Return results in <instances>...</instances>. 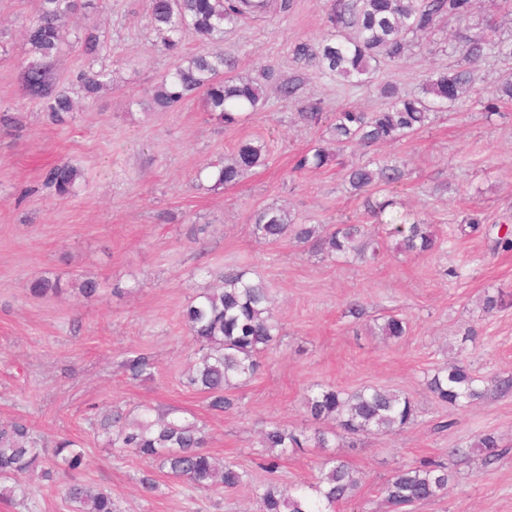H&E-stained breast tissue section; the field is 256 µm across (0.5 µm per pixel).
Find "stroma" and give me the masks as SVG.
Here are the masks:
<instances>
[{
  "label": "stroma",
  "instance_id": "35a3bbf8",
  "mask_svg": "<svg viewBox=\"0 0 512 512\" xmlns=\"http://www.w3.org/2000/svg\"><path fill=\"white\" fill-rule=\"evenodd\" d=\"M109 2L104 11L78 12L69 27L91 22L108 40L112 88L77 101L73 118L54 125L18 79L23 31L38 0H0V112L18 120L0 127V420L23 417L37 437L80 441L78 480L110 492L116 512H255L256 488L315 482L329 453L364 478L342 512H387L381 488L394 468L447 458L452 448L461 454L447 496L413 512H512V390L496 386L512 379V251L490 256L484 238L457 230L470 215L512 225V102L494 114L479 103L451 107L410 138L345 153L348 162L404 164L405 178L373 196L395 201L383 221L431 224L442 241L434 254L398 252L392 238L372 263L334 261L290 239L271 246L253 233L254 213L267 205L306 224L370 221L338 166L294 171L295 157L317 143L321 128L298 122L294 105L275 94L264 111L231 127L208 119L197 99L154 110L148 92L178 55L157 50L147 0ZM325 3L296 0L288 15L240 23L218 49L238 58L239 75L270 64L289 76V46L323 36ZM461 59L439 33L362 85L307 71L303 92L323 99L329 112H371L385 104L383 82L411 93L432 69ZM246 139L267 143L264 166L232 187L196 180L199 169ZM62 159L83 174L67 199L41 186L45 169ZM234 264L269 285L283 336L263 355L255 379L237 389V408L216 414L183 383L196 346L182 311L212 286L205 269ZM452 267L458 277L446 276ZM40 277L57 281L60 294L31 296L29 285ZM87 278L98 282V294L81 293ZM488 291L507 300L491 315L481 309ZM354 304L360 314L351 313ZM389 313L409 321L407 335L391 342L374 331ZM139 352L151 354L158 371L133 382L121 363ZM456 361L484 380V399L451 406L429 392L427 380ZM317 383L349 393L399 391L417 417L402 430L346 438L329 453L307 448L281 460L276 472L263 470L260 431L272 421L314 429L303 401ZM145 406L194 413L206 426L208 452L236 461L247 483L215 493L157 470L158 490L146 491L139 479L147 463L110 453L87 420L92 411ZM446 420L450 428L437 431ZM486 432L500 439L490 462L475 447ZM14 481L37 493L21 505L0 500V512H70L62 484L36 471Z\"/></svg>",
  "mask_w": 512,
  "mask_h": 512
}]
</instances>
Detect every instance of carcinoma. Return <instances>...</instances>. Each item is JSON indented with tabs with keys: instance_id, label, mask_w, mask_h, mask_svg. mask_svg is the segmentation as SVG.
Returning a JSON list of instances; mask_svg holds the SVG:
<instances>
[{
	"instance_id": "carcinoma-1",
	"label": "carcinoma",
	"mask_w": 512,
	"mask_h": 512,
	"mask_svg": "<svg viewBox=\"0 0 512 512\" xmlns=\"http://www.w3.org/2000/svg\"><path fill=\"white\" fill-rule=\"evenodd\" d=\"M148 21L160 38L161 47L177 51L188 34L203 45L224 41L227 27L245 19L285 15L295 0H148ZM85 6L83 0H39L35 17L25 29L27 57L19 65L23 92L39 102L53 124L65 122L72 112V97L81 91L94 98L112 85V70L104 59L110 53L99 31L88 25L70 33L66 19ZM472 0H327L326 32L317 40H302L290 45L288 55L296 66L294 75L284 79L269 64L255 76L233 77L236 57L222 52L199 51L182 56L162 75L152 90L155 108L166 112L175 106L201 97L210 118L226 126L238 123L244 112H260L268 102L266 87L296 104L298 117L306 125L325 126V144L313 146L296 158L294 170L321 169L337 161L351 145L371 146L392 143L414 134L432 121V115L481 94L477 83L480 63L497 57L512 61V33L505 36L492 21L487 29L475 33L458 26L451 38L462 48L458 67L433 71L422 81L417 94L402 95L393 83L381 87L389 106L377 112L351 109L325 111L323 101L300 93L304 73L313 69L329 78L361 79L382 62H399L409 57L421 36L435 32L444 21L461 20L471 10ZM83 47L84 59L76 80L68 85L57 77L55 63L70 38ZM512 101V75L498 82L493 99L484 108L492 112L495 102ZM266 144L258 140L239 143L231 158L214 171V186L238 184L246 173L265 165ZM399 164L378 165L372 161L350 164L344 181L365 195V208L379 217L395 205L392 199L372 201L370 188L403 180ZM80 171L68 162L52 165L44 185L67 198L75 194ZM463 235L478 234L491 243L493 254L512 250V232L497 224H485L477 217L458 225ZM254 233L268 244L288 238L308 244L325 257L361 262L376 261L383 253L384 241L364 224H336L320 229L298 224L291 213L279 207H266L254 214ZM400 236L396 249L404 254H424L438 247L431 225L415 220L395 229ZM219 285L208 288L189 300L182 317L196 345L198 357L186 374V385L206 395L208 408L216 414L234 410L238 399L232 390L248 383L261 368L262 354L276 345L282 326L273 312V297L263 280L249 277L247 269L232 267L214 273ZM30 294L48 298L59 293L58 282L46 277L35 279ZM380 334L399 339L407 333V322L389 315L379 325ZM122 367L133 380L154 376L156 364L145 354L125 358ZM427 388L440 402L456 405L482 399L485 390L478 379L462 365L440 369L427 381ZM308 416L318 424L313 431L290 429L271 422L262 431L263 468L275 470L283 456L306 448L336 447L337 430L349 435L363 432L387 433L411 424L416 417L413 401L397 392L363 389L347 393L337 387L312 386L305 396ZM95 434L104 438V447L121 456L147 460L170 477L189 481L201 488L232 491L245 483L246 472L234 462L220 466L205 451L204 427L197 420L180 415L177 408L157 414L145 408L137 416L119 409L90 417ZM84 452L76 441L62 438L49 450L35 439L22 418L0 422V479L41 468V477L52 482L56 474L76 471L83 466ZM317 482L305 489L290 491L273 484L255 489L257 512H337L351 501L360 487V478L351 466L330 458ZM454 479L450 464L424 457L394 470L382 487L389 512H409L417 503L442 498ZM71 512H115L112 496L102 489L73 483L65 490Z\"/></svg>"
}]
</instances>
